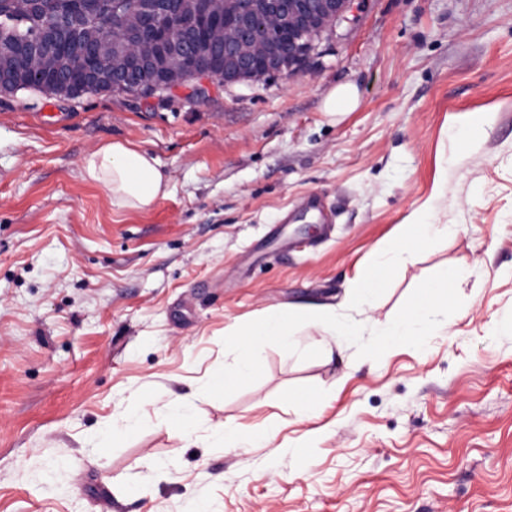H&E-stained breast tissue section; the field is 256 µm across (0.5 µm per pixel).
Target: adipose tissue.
<instances>
[{
	"label": "adipose tissue",
	"instance_id": "ef3b65f1",
	"mask_svg": "<svg viewBox=\"0 0 512 512\" xmlns=\"http://www.w3.org/2000/svg\"><path fill=\"white\" fill-rule=\"evenodd\" d=\"M81 170L86 181L108 192L113 208L118 211L151 208L168 192V178L156 158L125 142L110 141L100 145L83 157ZM448 231V225L432 224L426 222L424 215H417L413 224L408 225L402 241L393 247L391 257H372L360 272L355 290L359 304L373 308L395 266L413 258L419 243L432 242ZM465 276V271L458 267L442 269L407 314L377 323L375 349L385 351L408 343L423 335L428 320L453 317L456 305L448 284ZM224 333L235 348L236 361L234 367H224L210 374L208 384L215 392L249 378L266 346L273 342L290 344L296 330L283 317L268 315L246 325H227Z\"/></svg>",
	"mask_w": 512,
	"mask_h": 512
}]
</instances>
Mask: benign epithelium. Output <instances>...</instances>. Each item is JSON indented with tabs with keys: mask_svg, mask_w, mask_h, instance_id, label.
<instances>
[{
	"mask_svg": "<svg viewBox=\"0 0 512 512\" xmlns=\"http://www.w3.org/2000/svg\"><path fill=\"white\" fill-rule=\"evenodd\" d=\"M360 0H138L118 20L122 38L85 27L66 55L35 50L24 68L28 83L55 78L68 58L93 48L94 66L86 81H59L49 92L70 96L93 87L123 90L128 83L179 88L198 76L226 85L298 73L314 43L359 7ZM189 17L195 27L180 38L158 26L172 17ZM14 61H0V92L11 89Z\"/></svg>",
	"mask_w": 512,
	"mask_h": 512,
	"instance_id": "1",
	"label": "benign epithelium"
}]
</instances>
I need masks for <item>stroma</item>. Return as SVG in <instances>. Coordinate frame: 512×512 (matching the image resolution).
Listing matches in <instances>:
<instances>
[{
	"mask_svg": "<svg viewBox=\"0 0 512 512\" xmlns=\"http://www.w3.org/2000/svg\"><path fill=\"white\" fill-rule=\"evenodd\" d=\"M200 83L0 96V512H512V0H366L298 74ZM343 83L359 109L324 112ZM108 141L154 156L167 196L113 210L80 168ZM420 213L452 234L364 311L361 266ZM446 266L467 272L453 323L369 354ZM301 307L359 334L326 359L302 328L209 392L225 325ZM265 420L267 446L208 438ZM167 421L174 428L182 431L185 435L193 432V423L197 412L192 403L174 400L163 407Z\"/></svg>",
	"mask_w": 512,
	"mask_h": 512,
	"instance_id": "stroma-1",
	"label": "stroma"
}]
</instances>
